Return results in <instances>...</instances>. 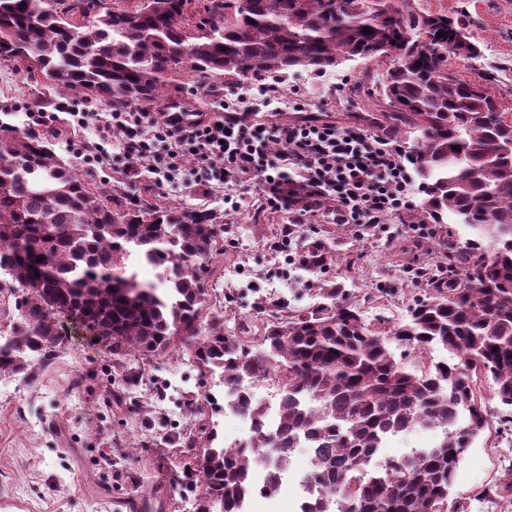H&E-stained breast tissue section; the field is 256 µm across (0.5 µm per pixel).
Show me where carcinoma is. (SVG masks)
I'll use <instances>...</instances> for the list:
<instances>
[{
    "instance_id": "obj_1",
    "label": "carcinoma",
    "mask_w": 512,
    "mask_h": 512,
    "mask_svg": "<svg viewBox=\"0 0 512 512\" xmlns=\"http://www.w3.org/2000/svg\"><path fill=\"white\" fill-rule=\"evenodd\" d=\"M138 0L96 13L97 0L58 9L46 0H0V59L37 68L62 92L121 110L162 104L179 78L195 82L250 73L282 78L325 74L341 60L383 62L375 93L389 137L411 138L409 160L434 223L451 217L474 230L448 241L452 274L388 331L372 330L332 288L326 302L258 329L224 330V316L201 324L207 263L224 233L207 211L154 207L120 192H95L41 138L0 132V268L17 317L0 336V377L29 380L33 364L66 348L68 316L95 331L112 355L159 356L188 349L202 376L218 377L227 407L261 422L265 405L241 391L270 382L280 413L274 436L229 449L216 428L199 425L192 466L203 481L205 510L244 512L256 488L257 449L287 452L305 436L315 446L311 482L324 500L313 512H448L463 452L489 428L479 383L492 381L512 426V118L483 82L448 69L449 43L465 24L412 7L411 0ZM442 34L425 45L418 32ZM368 33H363V30ZM281 206L330 205L306 184L281 185ZM155 270L141 280L131 259ZM422 354L440 346L458 358L410 371L391 344ZM442 440L373 472L368 458L390 434L415 426ZM482 494L512 505V477Z\"/></svg>"
}]
</instances>
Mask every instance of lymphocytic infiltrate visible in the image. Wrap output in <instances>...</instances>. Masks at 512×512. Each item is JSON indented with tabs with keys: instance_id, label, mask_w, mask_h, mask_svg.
<instances>
[{
	"instance_id": "lymphocytic-infiltrate-1",
	"label": "lymphocytic infiltrate",
	"mask_w": 512,
	"mask_h": 512,
	"mask_svg": "<svg viewBox=\"0 0 512 512\" xmlns=\"http://www.w3.org/2000/svg\"><path fill=\"white\" fill-rule=\"evenodd\" d=\"M265 92V85H258L256 93ZM253 94L239 93L225 100L223 111L199 115L186 126L170 112L133 110L113 111L105 119L96 112H76L71 123L99 126L97 141L79 148L90 167L103 163L105 145L118 130L123 134L121 164L128 172L142 167L170 180L189 159L196 184L230 191L256 181L265 188L266 206L276 209L278 187L293 169L312 192L336 198L338 223L360 227L382 226L388 215L413 209L405 146L315 118L255 122Z\"/></svg>"
}]
</instances>
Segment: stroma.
<instances>
[{
  "label": "stroma",
  "instance_id": "35a3bbf8",
  "mask_svg": "<svg viewBox=\"0 0 512 512\" xmlns=\"http://www.w3.org/2000/svg\"><path fill=\"white\" fill-rule=\"evenodd\" d=\"M415 2L424 11L464 20L481 54L450 57V70L467 81L493 72L492 92L512 113V0ZM372 70L353 60L329 78L297 72L276 83L270 104L297 98L323 120L374 135L376 115L366 111L356 92ZM73 101L40 72L0 62V123L13 131L34 134L28 109L55 112ZM87 178L98 191L116 188L132 200L216 215L224 234L208 264L207 292L210 304L222 305L228 328L311 311L330 288L344 289L367 323L395 325L431 291L429 273L446 260L449 241L472 236L465 225L437 224L427 241L408 237L403 228L419 222L424 199L417 181L415 210L386 217L381 231L336 223L332 207L295 223L294 213L264 207L257 182L226 194L184 175L160 182L153 174L132 176L109 164ZM288 224L293 234H285ZM286 236L288 249L276 250ZM313 252L325 256L322 268L300 263V256ZM131 373L136 382L128 381ZM209 385L193 359L180 352L146 370L134 357L119 366L106 343L83 332L73 335L66 350L39 363L32 380L0 379V512H200L202 482L189 469L184 441L201 418L185 400ZM482 390L491 426L462 456L452 495L468 512H512L511 504L479 495L483 486L512 473V434L502 433L499 422L503 407L491 383Z\"/></svg>",
  "mask_w": 512,
  "mask_h": 512
}]
</instances>
